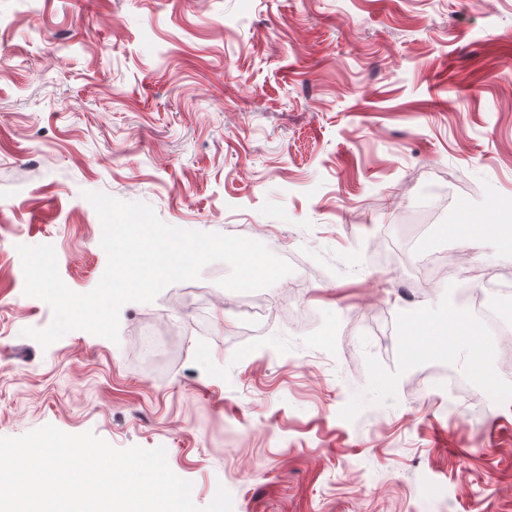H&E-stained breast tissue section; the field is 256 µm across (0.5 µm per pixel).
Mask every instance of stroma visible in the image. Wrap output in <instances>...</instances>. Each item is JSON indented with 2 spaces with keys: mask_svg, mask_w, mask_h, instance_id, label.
<instances>
[{
  "mask_svg": "<svg viewBox=\"0 0 512 512\" xmlns=\"http://www.w3.org/2000/svg\"><path fill=\"white\" fill-rule=\"evenodd\" d=\"M187 230L265 241L307 278L239 323L230 268L120 312V340L23 336L17 245L102 278L85 192ZM422 194L448 200L427 234ZM0 437L51 424L158 446L233 512H512V375L412 357L416 317H470L478 265L512 288V0H0ZM463 224L480 225L470 236ZM467 249L421 288L395 246ZM462 383L455 409L423 372Z\"/></svg>",
  "mask_w": 512,
  "mask_h": 512,
  "instance_id": "stroma-1",
  "label": "stroma"
}]
</instances>
